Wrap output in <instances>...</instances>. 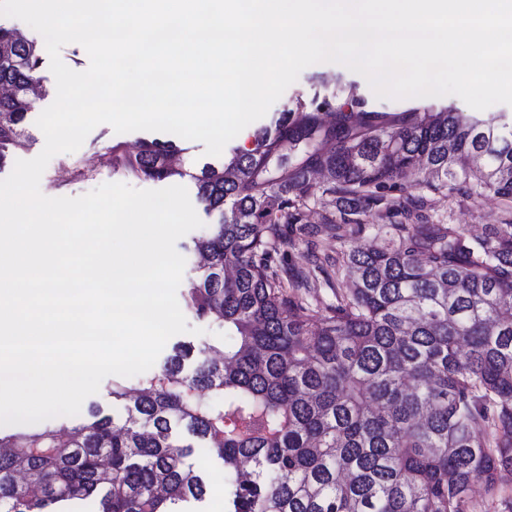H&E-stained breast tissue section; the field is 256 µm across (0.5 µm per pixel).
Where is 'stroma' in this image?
I'll return each instance as SVG.
<instances>
[{
    "instance_id": "stroma-1",
    "label": "stroma",
    "mask_w": 512,
    "mask_h": 512,
    "mask_svg": "<svg viewBox=\"0 0 512 512\" xmlns=\"http://www.w3.org/2000/svg\"><path fill=\"white\" fill-rule=\"evenodd\" d=\"M362 97L366 107L387 114H396L414 107L413 99L377 98L367 80L360 74L339 63H318L305 68L296 82L290 85L267 114L248 125L224 148L223 157L249 152L255 147L256 130L273 125L292 100L302 99L306 104L327 98L334 106L352 107L354 97ZM153 132L134 131L116 134L106 124L97 126L85 139L79 150L55 155L48 163L40 181L42 193L49 197H77L90 192L101 184L122 182L136 189H158V180L134 177L113 169L106 151L113 142L136 147L145 139H153ZM405 194L423 195L427 198V211L432 222L460 225L467 238L479 236L485 225L512 222V202L488 194L479 198L469 197L457 190L431 192L424 187L421 177L401 179ZM325 178H317L316 191L304 209L307 233L298 235L289 244L285 256L279 260V272L284 278L300 281L298 294L310 306L314 317H321L329 305L336 301L334 289L345 280V272L336 270L331 260L344 248L365 249L387 242L381 226L385 217L370 213L362 231L348 234L339 240L328 232V220L334 210L324 190ZM189 332L173 336L159 354L156 363L164 365L173 353L175 344L191 345L199 351L208 345L224 344V328L213 319L188 316ZM112 381L104 379L97 394L87 397L85 408L75 416H59L48 419L49 427L61 429L85 421L88 407L99 409L113 417L115 423L127 418L125 404L113 401ZM464 512H512V473L504 474L494 493H487L482 485H474L464 505Z\"/></svg>"
}]
</instances>
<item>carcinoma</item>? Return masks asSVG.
Instances as JSON below:
<instances>
[{
	"label": "carcinoma",
	"mask_w": 512,
	"mask_h": 512,
	"mask_svg": "<svg viewBox=\"0 0 512 512\" xmlns=\"http://www.w3.org/2000/svg\"><path fill=\"white\" fill-rule=\"evenodd\" d=\"M36 44L0 25V167L25 146L39 80ZM256 147L188 174L169 158L184 148L144 140L112 145V165L156 180L188 176L210 211L225 212L195 241L205 258L188 310L214 318L232 346L192 373L179 345L138 377L141 395L117 425L94 408L67 437L35 427L0 433V512H59L99 498V512H182L207 486L188 463H224V512H463L472 486L497 488L512 469V223L470 241L456 224H429L387 192L427 170L434 191L465 188L512 199V127L463 121L453 109L398 116L297 103ZM327 171L336 238L379 209L402 221L375 249L342 251L356 273L317 325L288 297L276 270Z\"/></svg>",
	"instance_id": "carcinoma-1"
}]
</instances>
